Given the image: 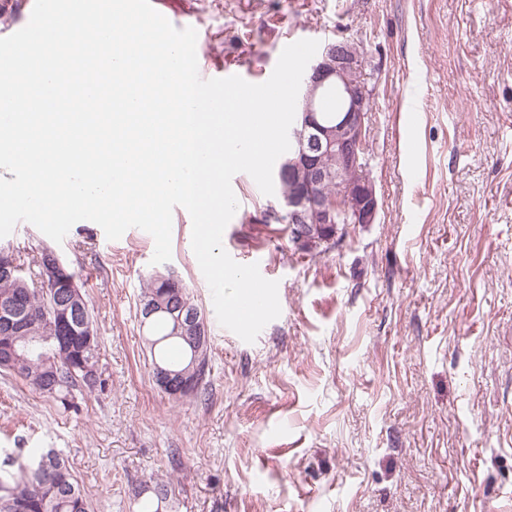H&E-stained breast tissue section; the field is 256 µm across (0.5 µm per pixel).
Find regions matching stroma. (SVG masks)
<instances>
[{
  "mask_svg": "<svg viewBox=\"0 0 512 512\" xmlns=\"http://www.w3.org/2000/svg\"><path fill=\"white\" fill-rule=\"evenodd\" d=\"M198 72L260 81L285 41L353 39L374 90L373 224L306 253L236 174L222 244L262 257L280 316L254 343L222 327L172 216V257L96 223L53 244L18 223L0 248L53 247L100 338L102 392L63 411L0 373V448H58L93 512H132L166 481L167 512H512V0H171ZM173 274L210 328L206 382L172 400L151 374L139 299Z\"/></svg>",
  "mask_w": 512,
  "mask_h": 512,
  "instance_id": "1",
  "label": "stroma"
}]
</instances>
